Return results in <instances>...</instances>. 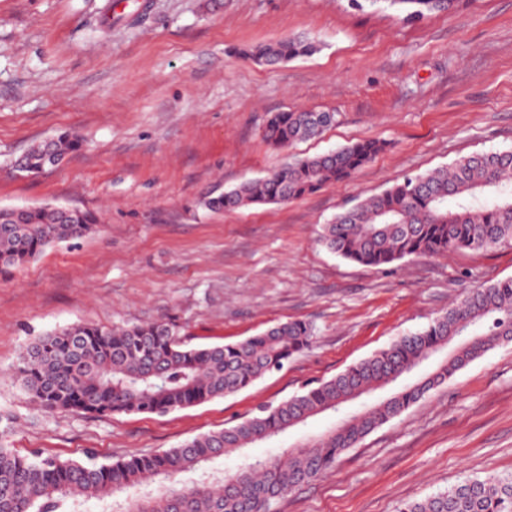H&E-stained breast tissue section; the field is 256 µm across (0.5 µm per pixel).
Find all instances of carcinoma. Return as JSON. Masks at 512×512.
Here are the masks:
<instances>
[{"instance_id":"1","label":"carcinoma","mask_w":512,"mask_h":512,"mask_svg":"<svg viewBox=\"0 0 512 512\" xmlns=\"http://www.w3.org/2000/svg\"><path fill=\"white\" fill-rule=\"evenodd\" d=\"M364 2L420 19L449 11L458 0ZM315 50L309 38L293 35L256 46L247 56L273 65ZM336 118L329 110L273 112L262 137L286 148L319 136ZM80 147L75 135L63 132L28 149L16 169L36 176ZM381 149L379 141L360 140L295 157L264 177L207 193L199 206L216 212L295 200L349 179ZM97 223L93 213L77 208H1L0 275L57 242L91 233ZM319 242L368 267L512 243V150L462 156L448 168L357 199L323 225ZM185 336L172 319L123 327L74 323L35 337L13 375L48 413L165 414L236 394L282 369L310 347L315 327L291 320L236 343L205 347L190 346ZM505 341H512V279L471 290L461 305L426 327L397 337L318 386L175 448L99 463L92 454L76 461L38 451L21 455L1 445L0 512H89L91 503L99 512H272L283 495L325 475L347 449ZM448 347L451 353L431 373L343 414L333 429L278 456L249 453L320 414L339 412L355 392L365 396L396 382ZM232 455L235 470L212 466ZM399 512H512V474L494 481L465 478Z\"/></svg>"}]
</instances>
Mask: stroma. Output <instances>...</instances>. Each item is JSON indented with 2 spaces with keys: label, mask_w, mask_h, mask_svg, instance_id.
Wrapping results in <instances>:
<instances>
[{
  "label": "stroma",
  "mask_w": 512,
  "mask_h": 512,
  "mask_svg": "<svg viewBox=\"0 0 512 512\" xmlns=\"http://www.w3.org/2000/svg\"><path fill=\"white\" fill-rule=\"evenodd\" d=\"M0 0V207L97 215L93 233L0 278V429L7 447L109 462L176 447L316 387L427 326L472 288L512 277V244L370 268L318 242L353 200L473 153L512 149V0H458L403 20L355 0ZM111 4V24L101 9ZM311 55L244 53L288 35ZM337 110L320 137L278 150L273 112ZM82 147L20 176L16 159L62 132ZM364 139L387 147L344 182L285 204L197 208L294 156ZM175 318L190 345L306 320L316 338L283 369L166 414L41 412L11 372L34 337L76 322ZM327 413L258 444L282 454L334 426ZM512 473V343L456 372L348 449L275 512H398L466 477Z\"/></svg>",
  "instance_id": "stroma-1"
}]
</instances>
